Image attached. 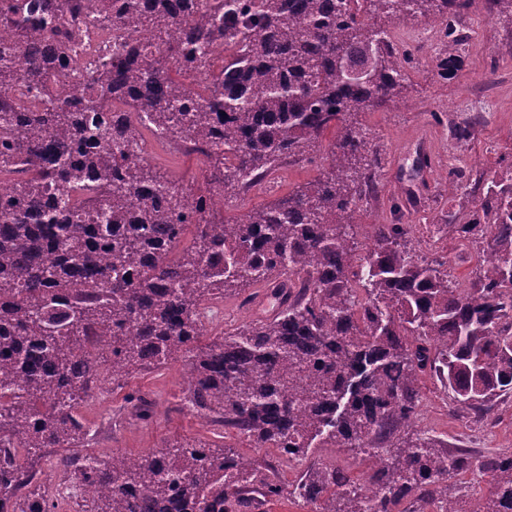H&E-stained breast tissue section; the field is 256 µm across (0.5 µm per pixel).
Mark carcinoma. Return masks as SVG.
<instances>
[{
	"instance_id": "obj_1",
	"label": "carcinoma",
	"mask_w": 512,
	"mask_h": 512,
	"mask_svg": "<svg viewBox=\"0 0 512 512\" xmlns=\"http://www.w3.org/2000/svg\"><path fill=\"white\" fill-rule=\"evenodd\" d=\"M150 2L104 0L98 23L147 31L161 51L133 40L124 62L98 61L78 96L62 100L49 74L77 56L76 34L53 0L39 11L0 0V25L16 39L0 44V91L23 79L38 102L0 101V163L24 174L0 199V504L55 512L45 494L20 491L35 477L28 461L63 448V477L95 487L81 512H243L282 496L315 512H512V453L486 460L426 435L385 447L416 416L426 376L447 389L453 411L477 419L512 393V163L471 188L463 168L449 173L448 197L458 192L472 209L450 210L440 225L491 241L470 287L420 256L410 224L377 225L362 256L349 246L378 186V159L352 118L399 95L418 52L393 47L373 19L442 21L446 79L470 8L512 16V0H227L240 29L210 20L214 10L197 0ZM223 45L231 53L221 67ZM192 71L208 74L206 93L182 105ZM114 100L171 139L203 143L211 194L284 159L313 161L331 130L329 168L238 221L194 225V244L169 261L185 233L171 182L130 157L132 132ZM247 285L270 288L278 311L201 344L200 304ZM178 357L198 416L237 428L255 448L287 449L305 465L294 484L268 464L239 470L233 447L190 438L90 462L72 407L102 363L120 387ZM318 437L366 455L368 484L312 459ZM462 471L486 475L488 494L443 497Z\"/></svg>"
}]
</instances>
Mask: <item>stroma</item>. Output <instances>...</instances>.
I'll return each instance as SVG.
<instances>
[{"mask_svg":"<svg viewBox=\"0 0 512 512\" xmlns=\"http://www.w3.org/2000/svg\"><path fill=\"white\" fill-rule=\"evenodd\" d=\"M425 24V18L416 17L392 25L398 42L418 48L424 63L410 70L399 96L358 116L363 129L372 133L370 144L379 159V184L377 197L363 206L354 237L362 254L372 244L375 225H412L416 248L427 258L448 262L459 287L465 288L478 274L480 257L489 251L488 243L466 245L452 232L436 241L420 223L451 208L448 193L438 182L449 170L460 167L463 159L476 158V165L469 168L475 177L492 176L499 169L500 159L512 160V18L476 11L473 30L459 49L454 76L446 81L431 61L432 49L418 46L414 38ZM440 113L447 114L450 121L474 119L469 139H453L447 124L437 123ZM332 139V134H325L315 164L282 167L270 193L238 195L235 207L224 209L225 221L238 220L316 179L329 163ZM424 157L429 159V167H419ZM148 162L185 189L195 191L205 185L203 158L182 148L164 145ZM265 304V297L252 286L225 297V330L265 316ZM185 388L186 365L171 360L162 367L136 373L123 387L108 390L98 406L81 416L90 430V447L103 457L115 450L133 457L159 450L180 438L195 437L215 446H236L240 455L255 464L274 465L282 484L296 480L299 466L280 467L275 449L250 447L240 442L235 429L206 423L188 413L178 398ZM130 393L148 399L150 419H130V406L125 401ZM423 433L452 445L476 448L485 456L510 453L512 398L495 405L476 427L468 418L452 412L449 398L436 379L423 378L418 415L396 434L394 441L400 444Z\"/></svg>","mask_w":512,"mask_h":512,"instance_id":"stroma-1","label":"stroma"}]
</instances>
